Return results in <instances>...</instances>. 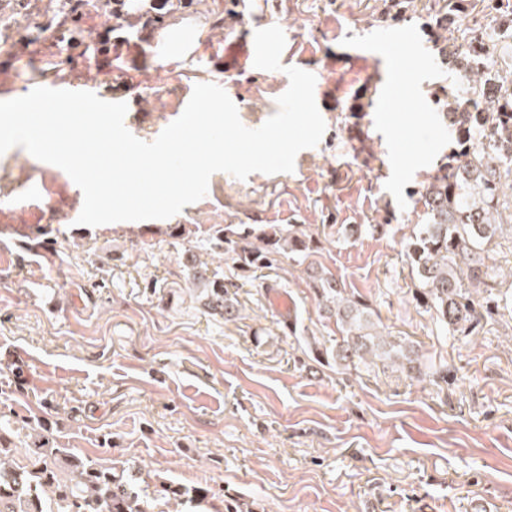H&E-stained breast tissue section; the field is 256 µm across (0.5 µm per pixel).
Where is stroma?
Masks as SVG:
<instances>
[{
    "instance_id": "35a3bbf8",
    "label": "stroma",
    "mask_w": 512,
    "mask_h": 512,
    "mask_svg": "<svg viewBox=\"0 0 512 512\" xmlns=\"http://www.w3.org/2000/svg\"><path fill=\"white\" fill-rule=\"evenodd\" d=\"M443 0H187L179 25L201 28L215 54L161 56L136 24L105 19L84 31L96 53L72 49L54 69L29 62L37 28L67 36L63 0H0L5 99L43 79L88 76L129 100L128 130L151 142L183 91L220 82L242 124L276 112L284 72L242 73L255 31L278 22L285 65L322 88L320 143L290 173L240 180L214 173L204 198L168 219L78 224L83 193L66 172L20 147L0 155V411L40 421L59 446L134 460L188 485L231 492L255 512H512V237L491 255L504 304L467 336L436 339L412 300L403 252L419 217L407 196L449 152L437 118L448 75L439 47L461 40L444 27ZM412 30L425 71L397 68L374 40ZM404 95L382 112L373 76ZM186 234L171 236L174 225ZM212 224H332L319 259L360 292L395 336L442 354L448 379L418 383L378 367L340 375L313 361L304 338L331 335L288 264L241 273L212 254ZM354 224L381 232L346 235ZM52 248H31L41 229ZM191 251L238 286L239 317L209 312L190 290ZM295 318L289 331L287 318Z\"/></svg>"
}]
</instances>
